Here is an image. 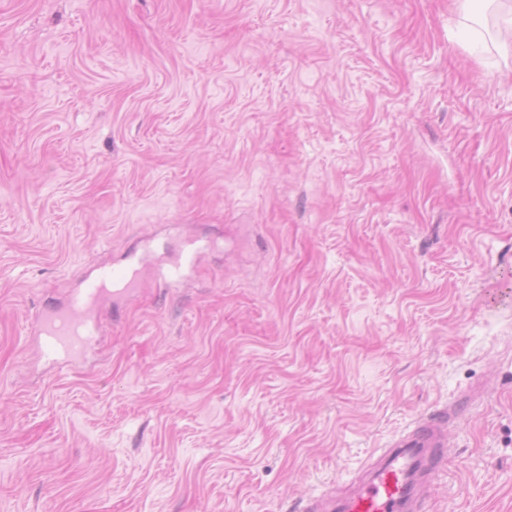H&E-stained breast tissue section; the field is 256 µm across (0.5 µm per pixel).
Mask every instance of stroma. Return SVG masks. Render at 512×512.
<instances>
[{
    "label": "stroma",
    "mask_w": 512,
    "mask_h": 512,
    "mask_svg": "<svg viewBox=\"0 0 512 512\" xmlns=\"http://www.w3.org/2000/svg\"><path fill=\"white\" fill-rule=\"evenodd\" d=\"M456 0H0V512H299L423 415L512 512V57ZM57 372L31 318L151 243ZM199 255L197 240L194 237L186 236L182 242L180 253L171 261L167 271L163 273L158 269L157 275L165 281L177 282L185 277V270L194 267Z\"/></svg>",
    "instance_id": "obj_1"
}]
</instances>
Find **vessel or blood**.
I'll return each instance as SVG.
<instances>
[{
    "mask_svg": "<svg viewBox=\"0 0 512 512\" xmlns=\"http://www.w3.org/2000/svg\"><path fill=\"white\" fill-rule=\"evenodd\" d=\"M198 255L196 238L185 237L164 280L183 279ZM145 269L144 258H128L71 291L64 305L38 313L33 334L44 355L57 362L78 361L102 333V312L119 308L141 291ZM458 416V407H450L447 413L424 419L386 448L370 480L340 497L339 512H423L428 487L448 457V426Z\"/></svg>",
    "mask_w": 512,
    "mask_h": 512,
    "instance_id": "b4317fda",
    "label": "vessel or blood"
}]
</instances>
